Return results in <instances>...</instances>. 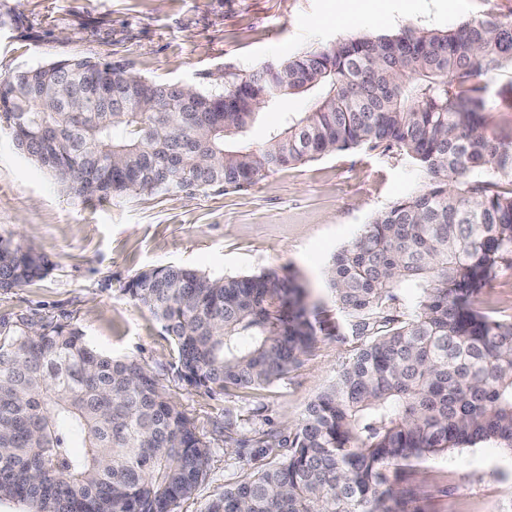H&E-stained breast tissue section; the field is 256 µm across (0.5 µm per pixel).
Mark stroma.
Listing matches in <instances>:
<instances>
[{
	"label": "stroma",
	"mask_w": 512,
	"mask_h": 512,
	"mask_svg": "<svg viewBox=\"0 0 512 512\" xmlns=\"http://www.w3.org/2000/svg\"><path fill=\"white\" fill-rule=\"evenodd\" d=\"M15 17L0 31V78L64 59L126 66L138 76L208 90L357 34L447 30L465 22L512 24V0H0ZM424 171L381 148L353 149L270 172L241 191L191 196L128 194L84 200L22 154L0 131V236L46 256L50 272L0 290V329L76 326L99 352L147 368L210 447L205 478L175 512H205L225 484L274 458L226 450L224 419L239 433L300 418L350 354L319 336L288 377L264 389L210 395L178 375L160 323L123 294L137 272L180 265L210 276L283 267L344 322L326 287L331 257L398 198L423 189ZM487 314L512 317V270L479 295ZM409 512H512V453L487 442L413 464Z\"/></svg>",
	"instance_id": "35a3bbf8"
}]
</instances>
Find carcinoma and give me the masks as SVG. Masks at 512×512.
<instances>
[{
  "label": "carcinoma",
  "instance_id": "carcinoma-1",
  "mask_svg": "<svg viewBox=\"0 0 512 512\" xmlns=\"http://www.w3.org/2000/svg\"><path fill=\"white\" fill-rule=\"evenodd\" d=\"M512 70V25L361 35L177 100L124 66L64 59L1 78L0 128L85 199L245 190L274 168L358 147L395 149L426 188L397 199L329 262L340 324L297 274L213 278L184 266L123 291L170 337L182 380L207 393L272 386L319 334L357 341L298 422L224 442L276 460L224 487L206 512H407L403 468L494 441L512 453V319L475 306L512 268V140L490 131L476 82ZM289 96L307 112L254 148L242 141ZM47 258L0 237V289ZM399 288L415 289L409 301ZM82 438L84 452L68 439ZM210 447L154 375L103 355L76 328L0 330V501L28 512H173L205 477Z\"/></svg>",
  "mask_w": 512,
  "mask_h": 512
}]
</instances>
